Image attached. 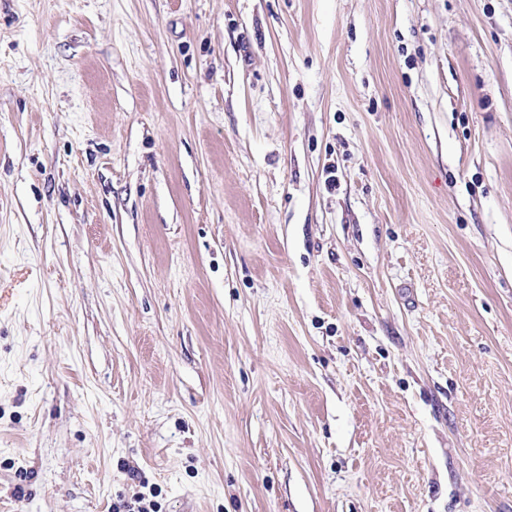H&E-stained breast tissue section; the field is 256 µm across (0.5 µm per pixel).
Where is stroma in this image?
I'll use <instances>...</instances> for the list:
<instances>
[{
    "mask_svg": "<svg viewBox=\"0 0 512 512\" xmlns=\"http://www.w3.org/2000/svg\"><path fill=\"white\" fill-rule=\"evenodd\" d=\"M149 492L512 512V0H0V512Z\"/></svg>",
    "mask_w": 512,
    "mask_h": 512,
    "instance_id": "1",
    "label": "stroma"
}]
</instances>
